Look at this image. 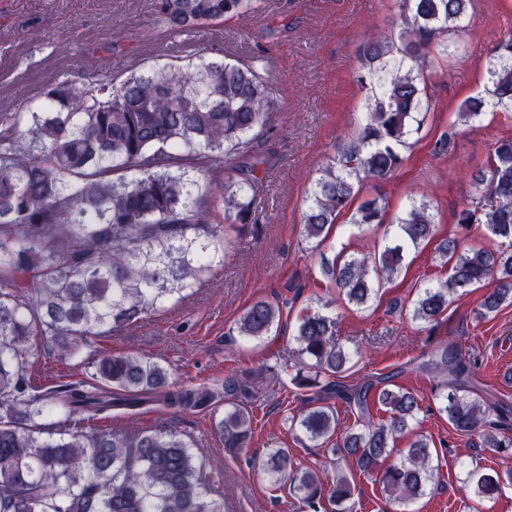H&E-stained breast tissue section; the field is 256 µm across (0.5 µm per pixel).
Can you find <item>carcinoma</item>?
I'll use <instances>...</instances> for the list:
<instances>
[{"label":"carcinoma","instance_id":"cac0c4a2","mask_svg":"<svg viewBox=\"0 0 512 512\" xmlns=\"http://www.w3.org/2000/svg\"><path fill=\"white\" fill-rule=\"evenodd\" d=\"M470 5L403 0L407 36L401 45L379 32L362 42L365 124L310 188L303 216L309 237L330 232L363 180H383L401 166L412 125H421L431 110L423 78L429 46L439 34L471 26ZM153 7L159 25L174 35L249 12L254 0H153ZM488 74L484 93L461 106L462 119L512 111L511 34L499 40ZM275 94L257 59L200 54L125 77L105 71L88 82L67 79L0 112V512H223L201 491L202 464L180 435L132 428L87 434L76 426L85 412L149 404L194 409L211 401L208 390L171 384L160 365L110 352L95 361L100 386L71 381L32 395L23 371L32 339L50 338L75 357L89 338L141 319L223 264L217 225L252 220L263 165L254 141L267 128ZM473 180L481 195L457 212L456 223L485 225L499 246L458 255L456 246L445 245L450 275L421 289L412 304L414 321L437 320L452 295L489 282L496 288L482 304L486 312L512 303V139L495 142ZM353 223L382 224L384 211L377 201H364ZM394 224L391 244L373 257L353 256L326 268L349 303L365 305L374 291L370 272L394 275L405 247L433 236L423 202L411 204ZM279 318V307L258 301L238 329L260 337ZM335 326L320 312L300 317L292 383L313 396L298 427L311 442H329L337 418L326 400L336 395L356 413L360 428L347 431L330 452L371 474L391 456L420 404L412 392L391 387L387 376L341 382L351 358L335 339ZM415 369L445 377L443 410L457 433L512 451V408L468 396L475 358L454 343H436ZM323 374L338 382L320 385ZM374 400L390 413L387 422L371 421ZM252 424L247 404L230 402L217 424L229 455L249 445ZM432 457L427 438L412 441L382 473L388 499L406 505L423 495L434 479ZM262 470L276 484L289 483L310 512H319L324 498L339 507L352 496L341 471L324 495L321 475L300 469L286 448L269 452ZM507 485L511 470L469 472L468 490L477 499Z\"/></svg>","mask_w":512,"mask_h":512}]
</instances>
